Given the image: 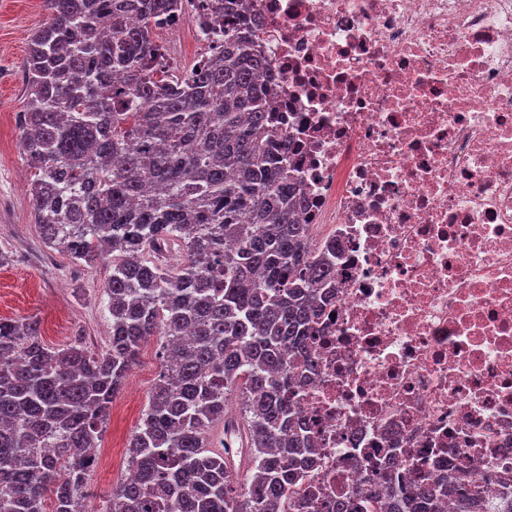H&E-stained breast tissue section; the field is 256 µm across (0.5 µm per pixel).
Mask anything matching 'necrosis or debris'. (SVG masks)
Masks as SVG:
<instances>
[{
    "mask_svg": "<svg viewBox=\"0 0 512 512\" xmlns=\"http://www.w3.org/2000/svg\"><path fill=\"white\" fill-rule=\"evenodd\" d=\"M223 0H178L183 29ZM258 24L314 245L335 250L295 370L314 426L305 492L406 485L449 464L512 482V0H240Z\"/></svg>",
    "mask_w": 512,
    "mask_h": 512,
    "instance_id": "4bbe7bcc",
    "label": "necrosis or debris"
}]
</instances>
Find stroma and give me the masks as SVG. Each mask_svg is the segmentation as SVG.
Masks as SVG:
<instances>
[{
	"label": "stroma",
	"instance_id": "1",
	"mask_svg": "<svg viewBox=\"0 0 512 512\" xmlns=\"http://www.w3.org/2000/svg\"><path fill=\"white\" fill-rule=\"evenodd\" d=\"M45 18L43 0H0V249L10 257L9 264L0 267V317L39 320L40 339L48 347L62 348L80 338L98 353L110 336L103 293L110 268L74 264L45 244L33 222L28 195L32 172L20 148L16 115L26 106L24 60L31 35ZM162 343L155 336L142 346L118 394L124 406L112 409L100 443L115 455L111 463H98L91 472L92 501L107 498L122 477L119 450L147 406L161 369Z\"/></svg>",
	"mask_w": 512,
	"mask_h": 512
}]
</instances>
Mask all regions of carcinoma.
Segmentation results:
<instances>
[{"label": "carcinoma", "mask_w": 512, "mask_h": 512, "mask_svg": "<svg viewBox=\"0 0 512 512\" xmlns=\"http://www.w3.org/2000/svg\"><path fill=\"white\" fill-rule=\"evenodd\" d=\"M46 6L18 115L32 217L74 262L110 265L111 335L100 354L80 339L50 349L38 321L0 319V512H87L112 400L152 336L165 343L129 441L135 478L112 486L109 512H282L314 463L289 371L313 368L307 340L333 267L310 249L251 27L226 0L213 54L173 84L155 30L175 0ZM232 392L242 408L227 421ZM491 481L404 489L376 472L365 500L369 512H442L447 494L455 512H512V491L478 504ZM308 512L356 510L338 498Z\"/></svg>", "instance_id": "carcinoma-1"}]
</instances>
